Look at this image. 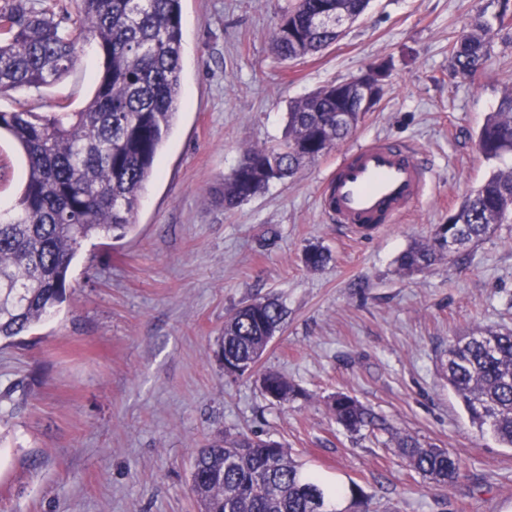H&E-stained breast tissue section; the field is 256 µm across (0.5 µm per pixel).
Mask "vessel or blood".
Here are the masks:
<instances>
[{
	"label": "vessel or blood",
	"instance_id": "1",
	"mask_svg": "<svg viewBox=\"0 0 512 512\" xmlns=\"http://www.w3.org/2000/svg\"><path fill=\"white\" fill-rule=\"evenodd\" d=\"M427 170L411 145L371 141L342 157L321 191L322 208L334 223L375 231L420 200Z\"/></svg>",
	"mask_w": 512,
	"mask_h": 512
}]
</instances>
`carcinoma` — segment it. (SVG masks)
<instances>
[{
  "mask_svg": "<svg viewBox=\"0 0 512 512\" xmlns=\"http://www.w3.org/2000/svg\"><path fill=\"white\" fill-rule=\"evenodd\" d=\"M370 0H299L278 24L272 40L279 58L292 61L338 39L336 12L361 16ZM82 27L97 38L103 59L94 97L78 112H0V133L22 149L28 175L18 203L0 222V340L22 335L63 302L70 267L92 239L121 237L132 224L139 194L155 171L164 141L181 109V0H79ZM498 28L480 13L455 37L450 68L468 78L484 66ZM78 54L71 31L36 0L0 5V92L38 88L73 68ZM363 94L346 81L327 85L289 107L285 139L274 148L246 149L240 171L224 180V208L231 210L270 183L332 150L364 119ZM489 162L512 155V92L490 113L477 136ZM512 223V168L489 176L437 225L431 239L397 259L404 275L459 257ZM328 259L310 246L304 263L317 270ZM275 300L251 302L227 317L219 355L243 376L284 322ZM440 371L472 423L489 425L512 447V329L462 336L439 356ZM262 394L287 402L301 394L288 377L268 372ZM351 433L376 425L375 415L338 392L328 402ZM398 448L408 466L431 482H455L465 462L446 448L411 436ZM190 490L199 512H337L336 497L302 473L286 446L247 434L226 436L193 457Z\"/></svg>",
  "mask_w": 512,
  "mask_h": 512,
  "instance_id": "cac0c4a2",
  "label": "carcinoma"
}]
</instances>
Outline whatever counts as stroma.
Here are the masks:
<instances>
[{"label": "stroma", "instance_id": "stroma-1", "mask_svg": "<svg viewBox=\"0 0 512 512\" xmlns=\"http://www.w3.org/2000/svg\"><path fill=\"white\" fill-rule=\"evenodd\" d=\"M297 0H182V106L125 236L84 243L54 315L0 341V512H198L197 448L226 433L284 443L304 474L359 486L375 512H512V448L473 425L438 371L463 331L512 327V224L410 276L407 248L481 184L493 165L476 134L512 91V42L496 37L474 77L450 74L449 46L501 0H371L328 48L281 62L271 32ZM79 61L51 85L0 95V111L74 112L102 59L87 32ZM388 62L385 92L344 142L239 207L218 191L248 148L285 135L295 101ZM378 139L413 145L431 167L424 198L370 237L332 223L321 186L341 155ZM23 153L0 137V205L26 180ZM326 265L308 269V245ZM276 298L286 320L251 374L218 359L224 320ZM281 373L302 394L260 390ZM346 392L384 422L353 434L326 401ZM461 456L450 486L411 470L397 439Z\"/></svg>", "mask_w": 512, "mask_h": 512}]
</instances>
